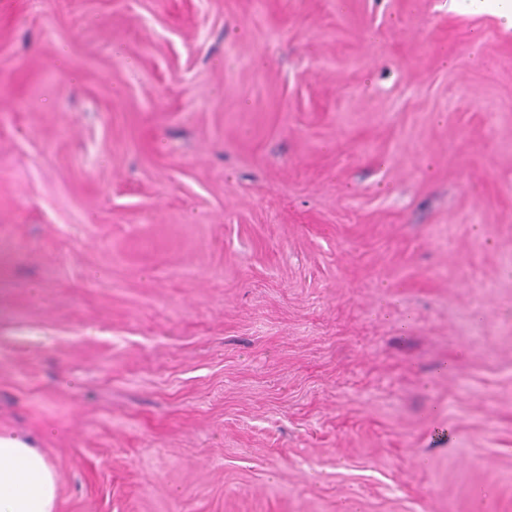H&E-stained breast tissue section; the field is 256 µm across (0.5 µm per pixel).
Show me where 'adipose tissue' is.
Returning a JSON list of instances; mask_svg holds the SVG:
<instances>
[{"instance_id":"ef3b65f1","label":"adipose tissue","mask_w":512,"mask_h":512,"mask_svg":"<svg viewBox=\"0 0 512 512\" xmlns=\"http://www.w3.org/2000/svg\"><path fill=\"white\" fill-rule=\"evenodd\" d=\"M54 468L29 442L0 435V512H53Z\"/></svg>"}]
</instances>
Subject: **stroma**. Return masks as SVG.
I'll return each mask as SVG.
<instances>
[{
    "mask_svg": "<svg viewBox=\"0 0 512 512\" xmlns=\"http://www.w3.org/2000/svg\"><path fill=\"white\" fill-rule=\"evenodd\" d=\"M1 252L55 512H512L498 15L0 0Z\"/></svg>",
    "mask_w": 512,
    "mask_h": 512,
    "instance_id": "35a3bbf8",
    "label": "stroma"
}]
</instances>
